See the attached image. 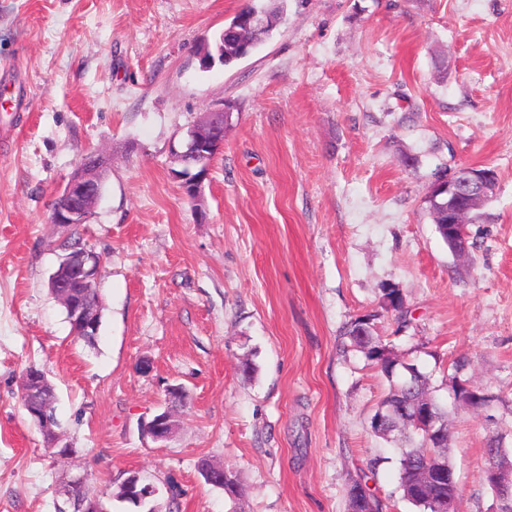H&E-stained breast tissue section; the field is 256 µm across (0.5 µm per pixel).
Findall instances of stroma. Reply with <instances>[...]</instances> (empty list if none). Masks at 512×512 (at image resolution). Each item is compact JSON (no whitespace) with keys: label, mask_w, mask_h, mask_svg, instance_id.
Segmentation results:
<instances>
[{"label":"stroma","mask_w":512,"mask_h":512,"mask_svg":"<svg viewBox=\"0 0 512 512\" xmlns=\"http://www.w3.org/2000/svg\"><path fill=\"white\" fill-rule=\"evenodd\" d=\"M244 2L0 0V512H55L77 473L107 512H138L117 496L134 472L162 512H346L360 471L386 512H413L395 443L369 428L388 383L343 335L366 314L448 407L458 512H494L486 439L512 432V0H259L282 22L226 66L216 43ZM225 100L197 207L170 148ZM93 150L110 161L80 227L102 258L90 348L48 280L52 204ZM463 166L497 184L460 258L424 198ZM32 364L71 459L21 406ZM456 375L492 412L453 404ZM172 384L186 405L157 442L141 424ZM204 461L236 472L237 499Z\"/></svg>","instance_id":"1"}]
</instances>
